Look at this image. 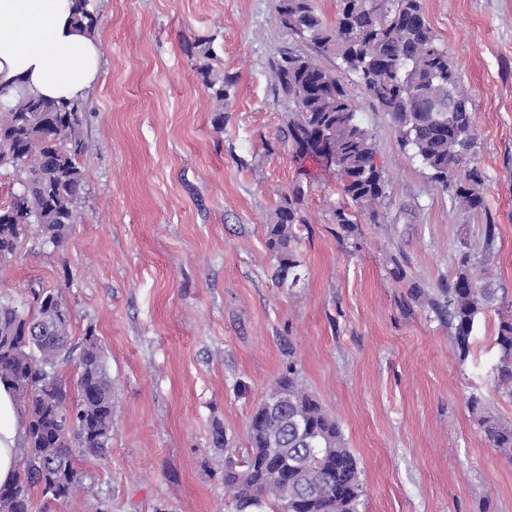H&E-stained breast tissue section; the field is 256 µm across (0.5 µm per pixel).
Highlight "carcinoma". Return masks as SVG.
<instances>
[{
    "instance_id": "carcinoma-1",
    "label": "carcinoma",
    "mask_w": 512,
    "mask_h": 512,
    "mask_svg": "<svg viewBox=\"0 0 512 512\" xmlns=\"http://www.w3.org/2000/svg\"><path fill=\"white\" fill-rule=\"evenodd\" d=\"M89 0H73L77 24L91 33L97 18ZM280 24L306 41L315 55L290 54L270 62L288 103L285 134L296 156L321 164L317 135L325 133L336 176L356 207L370 208L385 194L386 178L375 163L376 147L362 126L340 73L358 79L378 111L397 129L403 147L431 172L459 205L484 208L483 174L475 157L477 130L470 98L458 85L448 54L438 43L420 0H339L326 20L314 0H278ZM324 59L339 64L328 67ZM206 86L224 104L232 76ZM84 102L46 101L20 95L0 104V168L12 170L18 190L0 203V262L15 256L35 224L53 244L71 237L79 219L84 173L80 157ZM302 192L282 196L267 225L266 247L275 260L278 284L294 287L301 266L295 243ZM455 348L466 357L475 320L495 300L496 289L479 284L472 252L459 255L458 270L445 290ZM497 385L512 395V313L501 315L494 338ZM75 366L72 382L62 369ZM0 382L11 386L21 414L16 448L21 471L0 487V512H35L36 495L64 501L83 486L77 466L83 454L99 455L112 434V377L97 336L89 330L74 344L68 311L58 290L34 293L24 315L0 303ZM479 424L492 447L512 459V422L482 415ZM224 493L230 512H359L364 495L357 459L346 447L336 419L301 383L288 364L254 409L242 459L228 455Z\"/></svg>"
}]
</instances>
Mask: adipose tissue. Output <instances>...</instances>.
Returning a JSON list of instances; mask_svg holds the SVG:
<instances>
[{"label":"adipose tissue","mask_w":512,"mask_h":512,"mask_svg":"<svg viewBox=\"0 0 512 512\" xmlns=\"http://www.w3.org/2000/svg\"><path fill=\"white\" fill-rule=\"evenodd\" d=\"M101 74L97 40L77 27L71 0H0V90L80 99ZM14 395L0 383V486L19 473Z\"/></svg>","instance_id":"ef3b65f1"}]
</instances>
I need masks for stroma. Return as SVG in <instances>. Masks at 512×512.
Here are the masks:
<instances>
[{
	"mask_svg": "<svg viewBox=\"0 0 512 512\" xmlns=\"http://www.w3.org/2000/svg\"><path fill=\"white\" fill-rule=\"evenodd\" d=\"M276 0H90L102 74L86 94L85 186L73 237L31 231L0 265V300L20 312L31 291L62 292L73 342L94 330L112 377L109 450L81 457L84 487L36 512H225L227 449L295 364L358 461L360 512H512V460L492 448L468 406L512 420L493 344L512 303V0H422L459 84L472 99L485 206H455L354 75L353 104L388 179L377 219L353 233L334 178L306 181L282 134L288 105L269 61L311 46L278 21ZM213 78L236 85L216 105ZM302 187L301 279L273 278L266 224ZM496 225L481 313L467 357L443 300L462 244ZM405 277L395 280L394 264ZM425 299L414 296L415 289ZM211 67L209 64H205L200 68V74L202 75L206 86L213 91V96L218 104L223 105L224 99L228 97L229 91L235 84L233 76H224L220 81H213L210 79Z\"/></svg>",
	"mask_w": 512,
	"mask_h": 512,
	"instance_id": "stroma-1",
	"label": "stroma"
}]
</instances>
